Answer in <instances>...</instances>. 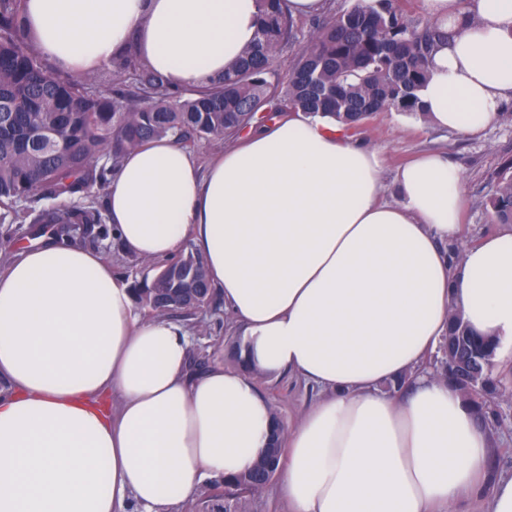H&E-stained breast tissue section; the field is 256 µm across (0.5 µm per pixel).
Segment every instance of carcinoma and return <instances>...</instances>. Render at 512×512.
Wrapping results in <instances>:
<instances>
[{
	"label": "carcinoma",
	"instance_id": "carcinoma-1",
	"mask_svg": "<svg viewBox=\"0 0 512 512\" xmlns=\"http://www.w3.org/2000/svg\"><path fill=\"white\" fill-rule=\"evenodd\" d=\"M26 0H0V214L1 224H30L32 236L45 229L69 237V226L103 224L98 207L84 202L103 188L119 159L143 140L171 136L178 142L222 136L238 138L266 115L300 110L358 129L381 112L395 109L425 115L418 92L429 59L446 35L438 25L415 17L412 0H371L331 13L303 37L301 21L285 0H260L257 38L231 72L202 89L180 90L143 62L129 46L112 58L119 77L133 90L113 92L93 81L52 73L36 52L24 23ZM303 42L301 52L277 74L283 49ZM68 198L50 209L43 200ZM487 206L494 224H512V159L497 173ZM137 304L152 315H194L214 290L199 257L182 253L152 279L132 280ZM448 335L482 341L460 314L451 315ZM480 382L469 397L481 405L505 390L479 353ZM282 453L271 436L249 470L211 481L224 495L207 497L205 512H241L247 498L260 493Z\"/></svg>",
	"mask_w": 512,
	"mask_h": 512
}]
</instances>
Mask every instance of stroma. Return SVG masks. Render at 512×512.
<instances>
[{"label":"stroma","mask_w":512,"mask_h":512,"mask_svg":"<svg viewBox=\"0 0 512 512\" xmlns=\"http://www.w3.org/2000/svg\"><path fill=\"white\" fill-rule=\"evenodd\" d=\"M355 136L365 145L378 149L385 159L383 181L392 184L397 169L425 151L445 152L463 176L466 207L463 213L466 240H474L489 225L486 202L495 187V175L505 159L512 157V122L496 121L477 140H470L452 130H442L420 121L415 116L395 110L384 112L368 121ZM81 248L101 253L111 264L113 274L124 280L155 275L158 264L126 253L114 236L89 235L82 239ZM195 356L214 354L232 366L229 356L234 335L230 334V314L224 308L221 295H214L207 306L194 316ZM272 408L278 409L284 423L296 422L304 409L320 396L317 387L299 382L290 375L263 381Z\"/></svg>","instance_id":"stroma-1"}]
</instances>
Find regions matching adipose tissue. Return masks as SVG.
<instances>
[{"label":"adipose tissue","mask_w":512,"mask_h":512,"mask_svg":"<svg viewBox=\"0 0 512 512\" xmlns=\"http://www.w3.org/2000/svg\"><path fill=\"white\" fill-rule=\"evenodd\" d=\"M448 39L419 92L474 137L512 99V0H421ZM259 0H27L35 45L83 77L127 44L172 85H203L256 38ZM381 152L300 111L207 167L172 138L128 151L106 216L125 251L165 262L191 241L243 328L244 365L192 364L186 325L142 316L97 252L27 247L0 271V512H179L203 481L268 444L263 376L324 390L283 429L290 512H512L500 441L428 363L459 313L512 373V225L466 244L446 156L405 165L383 200ZM402 380L399 390L386 383Z\"/></svg>","instance_id":"obj_1"}]
</instances>
